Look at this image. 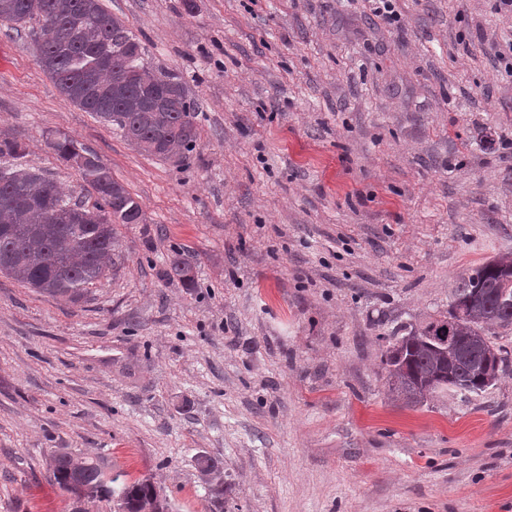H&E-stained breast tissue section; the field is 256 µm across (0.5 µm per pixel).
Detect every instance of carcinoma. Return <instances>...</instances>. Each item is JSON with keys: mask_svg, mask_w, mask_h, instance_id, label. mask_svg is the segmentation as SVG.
I'll return each instance as SVG.
<instances>
[{"mask_svg": "<svg viewBox=\"0 0 512 512\" xmlns=\"http://www.w3.org/2000/svg\"><path fill=\"white\" fill-rule=\"evenodd\" d=\"M2 25L18 33L31 26L41 67L59 93L111 124L134 150L181 166L195 149L199 103L180 75L147 68L146 48L101 0H0ZM53 148L67 162L83 157L79 170L98 200L79 212L39 170L1 166L0 272L41 294L76 300L105 276L118 243L116 225L141 224L144 213L94 150L66 136ZM23 154L18 140L0 138L1 159ZM508 269L511 255L471 268L448 314L394 337L382 363L397 398L422 406L444 388L479 394L496 383L512 359L487 332L512 326V288L501 290ZM448 332L454 340L445 348L431 340ZM49 472L70 494L77 472L98 489L90 498L109 501L116 493L130 510L153 488L135 481L116 491L99 464L63 448L51 455Z\"/></svg>", "mask_w": 512, "mask_h": 512, "instance_id": "cac0c4a2", "label": "carcinoma"}]
</instances>
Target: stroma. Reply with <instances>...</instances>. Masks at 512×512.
Wrapping results in <instances>:
<instances>
[{
    "label": "stroma",
    "mask_w": 512,
    "mask_h": 512,
    "mask_svg": "<svg viewBox=\"0 0 512 512\" xmlns=\"http://www.w3.org/2000/svg\"><path fill=\"white\" fill-rule=\"evenodd\" d=\"M198 101L176 167L66 100L0 27V136L67 196L53 141L137 198L78 301L0 273V512L76 501L52 451L147 478L176 512H512V367L494 386L388 394V337L445 313L512 252V14L498 0H102ZM194 274L170 275L173 259ZM223 485L204 484L198 457Z\"/></svg>",
    "instance_id": "stroma-1"
}]
</instances>
